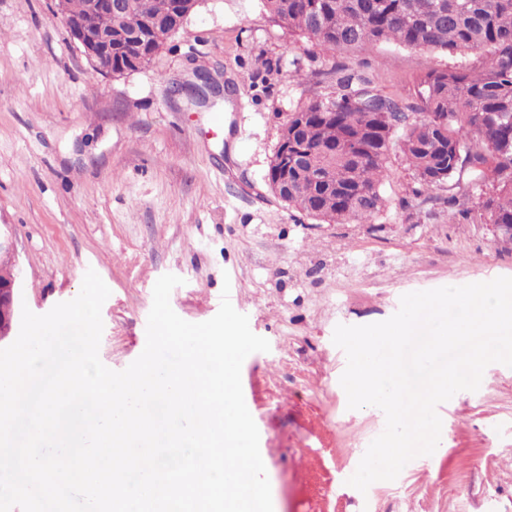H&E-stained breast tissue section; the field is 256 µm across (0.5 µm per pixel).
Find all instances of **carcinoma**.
I'll use <instances>...</instances> for the list:
<instances>
[{
	"instance_id": "cac0c4a2",
	"label": "carcinoma",
	"mask_w": 512,
	"mask_h": 512,
	"mask_svg": "<svg viewBox=\"0 0 512 512\" xmlns=\"http://www.w3.org/2000/svg\"><path fill=\"white\" fill-rule=\"evenodd\" d=\"M267 13L336 53L396 42L442 52L486 48L476 74L430 71L417 99L382 94L344 65L334 90L288 113V143L274 153L269 185L323 224H367L386 206L380 184L397 148L415 196L467 177L488 223L512 225V0H262ZM161 42L130 52L147 66Z\"/></svg>"
}]
</instances>
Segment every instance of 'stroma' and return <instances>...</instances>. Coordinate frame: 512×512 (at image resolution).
Returning a JSON list of instances; mask_svg holds the SVG:
<instances>
[{
  "instance_id": "1",
  "label": "stroma",
  "mask_w": 512,
  "mask_h": 512,
  "mask_svg": "<svg viewBox=\"0 0 512 512\" xmlns=\"http://www.w3.org/2000/svg\"><path fill=\"white\" fill-rule=\"evenodd\" d=\"M489 59L393 44L332 55L261 0H201L148 66L104 78L54 0H0V224L24 270L23 302L47 313L94 269L111 291L99 356L121 371L145 347L161 275L183 278L170 305L192 323L215 316L229 291L270 343L241 374L273 512H512V367L490 364L477 391L440 404L434 453L363 493L347 480L385 416L348 409L347 357L332 341L337 325L387 320L404 294L512 277V243L479 212L449 218L443 197L466 185L433 201L411 195L397 150L381 186L387 206L368 224L319 223L266 180L281 124L332 90L336 64L410 101L427 71ZM198 70L232 85L231 97L203 108L171 97Z\"/></svg>"
}]
</instances>
